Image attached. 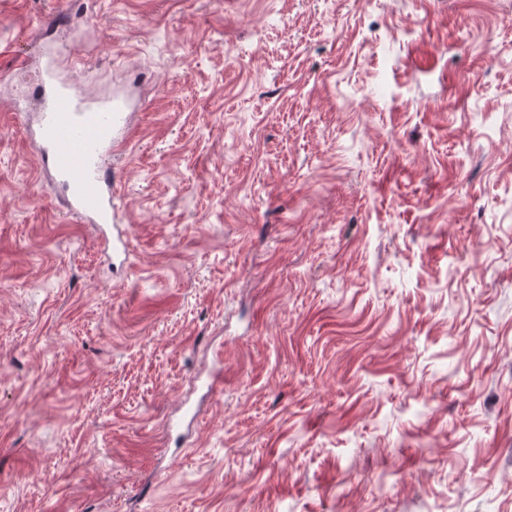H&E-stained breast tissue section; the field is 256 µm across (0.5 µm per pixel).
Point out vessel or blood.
I'll use <instances>...</instances> for the list:
<instances>
[{"label": "vessel or blood", "instance_id": "1", "mask_svg": "<svg viewBox=\"0 0 512 512\" xmlns=\"http://www.w3.org/2000/svg\"><path fill=\"white\" fill-rule=\"evenodd\" d=\"M40 92L44 106L31 136L45 179L64 191L68 213L94 225L114 256L124 255L128 232L116 223L110 160L133 133L125 100L87 97L50 66L43 71Z\"/></svg>", "mask_w": 512, "mask_h": 512}]
</instances>
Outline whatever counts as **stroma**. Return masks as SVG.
<instances>
[{
	"label": "stroma",
	"mask_w": 512,
	"mask_h": 512,
	"mask_svg": "<svg viewBox=\"0 0 512 512\" xmlns=\"http://www.w3.org/2000/svg\"><path fill=\"white\" fill-rule=\"evenodd\" d=\"M80 2L132 248L0 85V512H512V0Z\"/></svg>",
	"instance_id": "stroma-1"
}]
</instances>
